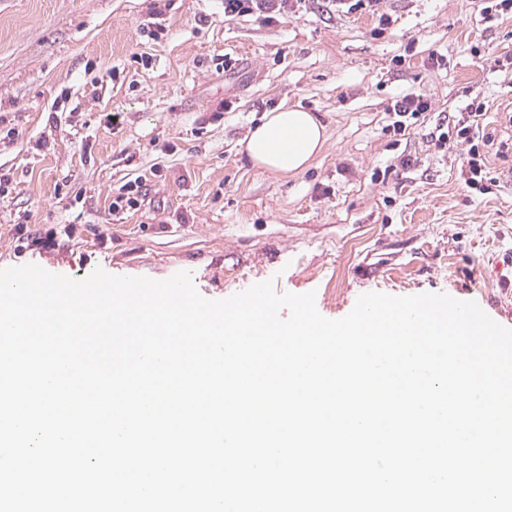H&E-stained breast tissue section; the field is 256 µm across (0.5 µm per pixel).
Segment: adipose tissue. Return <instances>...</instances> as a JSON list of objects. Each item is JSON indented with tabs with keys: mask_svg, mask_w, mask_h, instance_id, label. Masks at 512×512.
I'll return each mask as SVG.
<instances>
[{
	"mask_svg": "<svg viewBox=\"0 0 512 512\" xmlns=\"http://www.w3.org/2000/svg\"><path fill=\"white\" fill-rule=\"evenodd\" d=\"M327 142L321 120L306 110L280 106L266 112L243 144L252 165L274 175L297 174L308 168Z\"/></svg>",
	"mask_w": 512,
	"mask_h": 512,
	"instance_id": "obj_1",
	"label": "adipose tissue"
}]
</instances>
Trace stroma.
I'll return each mask as SVG.
<instances>
[{
	"mask_svg": "<svg viewBox=\"0 0 512 512\" xmlns=\"http://www.w3.org/2000/svg\"><path fill=\"white\" fill-rule=\"evenodd\" d=\"M409 93L431 108L394 132ZM475 99L484 133L512 142L499 0H303L270 22L224 0H0V268L188 271L209 299L270 279L329 319L368 292L445 293L512 329V151L488 152L481 195L468 143L435 140ZM283 103L328 132L286 177L242 149ZM139 176L144 202L113 211Z\"/></svg>",
	"mask_w": 512,
	"mask_h": 512,
	"instance_id": "35a3bbf8",
	"label": "stroma"
}]
</instances>
